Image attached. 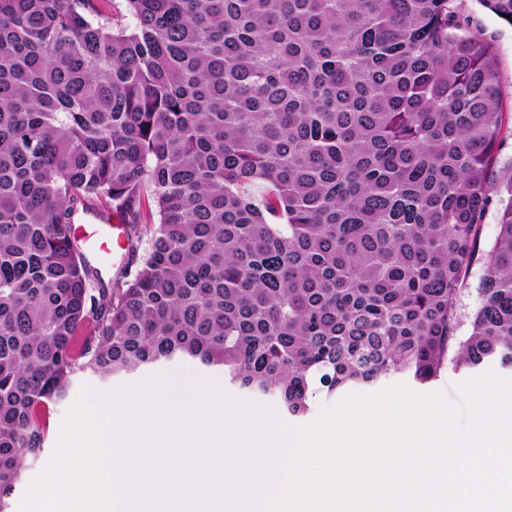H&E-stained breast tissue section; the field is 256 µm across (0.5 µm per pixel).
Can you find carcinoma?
Here are the masks:
<instances>
[{"label": "carcinoma", "instance_id": "obj_1", "mask_svg": "<svg viewBox=\"0 0 512 512\" xmlns=\"http://www.w3.org/2000/svg\"><path fill=\"white\" fill-rule=\"evenodd\" d=\"M124 2L0 0V512L81 372L217 371L296 418L512 370V130L455 0ZM109 211L106 281L72 226ZM479 272L476 273L475 278L473 280V286L461 298V318H462V327L461 333L462 335H466L469 331V321L471 315L474 313L476 308L479 306L480 298L476 291V286L478 282Z\"/></svg>", "mask_w": 512, "mask_h": 512}]
</instances>
